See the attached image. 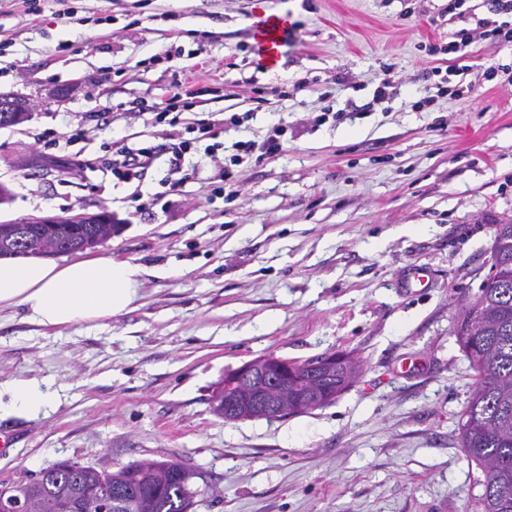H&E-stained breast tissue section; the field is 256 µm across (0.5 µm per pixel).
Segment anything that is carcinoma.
I'll use <instances>...</instances> for the list:
<instances>
[{"label":"carcinoma","mask_w":512,"mask_h":512,"mask_svg":"<svg viewBox=\"0 0 512 512\" xmlns=\"http://www.w3.org/2000/svg\"><path fill=\"white\" fill-rule=\"evenodd\" d=\"M14 224H0V256L13 257L17 248ZM22 249L32 254L54 246L79 250L95 236L119 231L115 224H27ZM494 240L500 263L495 278L482 285L477 307L460 316L457 343L475 373L472 395L461 414L462 448L481 469L478 481L482 512H512V222L498 224ZM288 370V395L297 398L312 391L304 381L306 370L279 359ZM157 462L133 463L109 472L91 466L61 462L41 471L35 480L18 485L14 494L30 493L49 501L82 496L99 486L119 491L112 512H187L195 493L181 472L160 477Z\"/></svg>","instance_id":"cac0c4a2"}]
</instances>
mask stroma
<instances>
[{"mask_svg": "<svg viewBox=\"0 0 512 512\" xmlns=\"http://www.w3.org/2000/svg\"><path fill=\"white\" fill-rule=\"evenodd\" d=\"M447 5L37 0L30 14L0 0V96L36 103L28 122L0 127L12 194L0 224L105 209L122 228L92 255L143 269L131 309L96 324L0 310V382L50 396L38 415L0 417V486L64 461H176L194 474L191 512H478L483 474L459 435L474 373L454 328L490 273L495 225L512 222V84L484 76L512 49L472 47L470 92L414 109L435 65L426 44L485 11ZM264 14L300 27L276 73L252 50L249 19ZM173 46L180 55L154 63ZM183 78L208 91L204 107L171 125L135 110ZM327 108L340 120L314 125ZM235 113L243 123L228 125ZM200 123L221 128V145L186 155L170 188L168 149ZM275 124L282 149L235 168L234 195L215 193L236 142ZM124 147L156 149L141 180L113 177ZM419 267L428 287L408 286ZM337 351L363 371L327 406L238 422L211 408L245 362Z\"/></svg>", "mask_w": 512, "mask_h": 512, "instance_id": "stroma-1", "label": "stroma"}]
</instances>
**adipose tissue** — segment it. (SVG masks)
<instances>
[{"mask_svg": "<svg viewBox=\"0 0 512 512\" xmlns=\"http://www.w3.org/2000/svg\"><path fill=\"white\" fill-rule=\"evenodd\" d=\"M139 265L109 256L84 257L63 263L0 260V308H23L29 319L45 327H67L111 319L137 297ZM8 402L0 411L36 414L49 404L38 384H7Z\"/></svg>", "mask_w": 512, "mask_h": 512, "instance_id": "ef3b65f1", "label": "adipose tissue"}]
</instances>
